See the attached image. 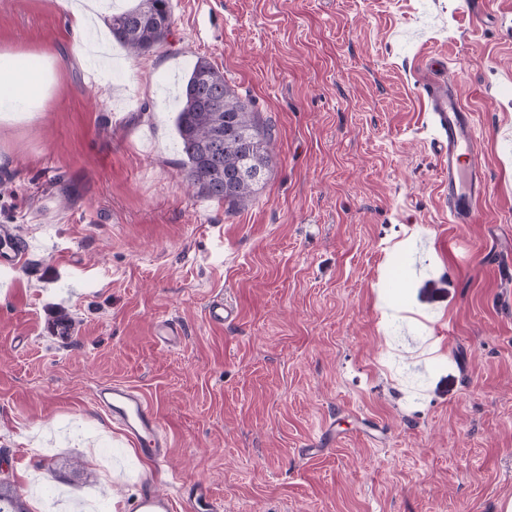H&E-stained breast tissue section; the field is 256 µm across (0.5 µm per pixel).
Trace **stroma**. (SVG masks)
<instances>
[{"label":"stroma","mask_w":512,"mask_h":512,"mask_svg":"<svg viewBox=\"0 0 512 512\" xmlns=\"http://www.w3.org/2000/svg\"><path fill=\"white\" fill-rule=\"evenodd\" d=\"M463 2L172 0L166 44L113 45L102 83L76 49L98 29L0 0V56L49 75L41 117L0 121V227L30 246L0 268V480L30 512H133L198 482L219 512H506L512 0ZM201 56L272 128L244 206L180 170L174 85ZM435 56L483 145L469 224L432 142ZM115 381L156 406L166 463L95 406ZM208 322L214 326H224V322L232 321L236 317L234 307L224 303V299L216 297L207 308ZM135 510L137 512H171L173 504L168 497L153 490H147L141 494L135 505Z\"/></svg>","instance_id":"1"}]
</instances>
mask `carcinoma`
Wrapping results in <instances>:
<instances>
[{
	"label": "carcinoma",
	"mask_w": 512,
	"mask_h": 512,
	"mask_svg": "<svg viewBox=\"0 0 512 512\" xmlns=\"http://www.w3.org/2000/svg\"><path fill=\"white\" fill-rule=\"evenodd\" d=\"M171 0H138L112 14V36L131 54L140 55L166 43L171 33ZM175 128L185 179L197 194L218 204H246L273 164L272 135L260 123L251 101L241 98L224 73L200 57L181 92ZM0 512H29L22 497L0 490Z\"/></svg>",
	"instance_id": "obj_1"
}]
</instances>
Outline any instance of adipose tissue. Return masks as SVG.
I'll list each match as a JSON object with an SVG mask.
<instances>
[{
    "mask_svg": "<svg viewBox=\"0 0 512 512\" xmlns=\"http://www.w3.org/2000/svg\"><path fill=\"white\" fill-rule=\"evenodd\" d=\"M46 79L9 58L0 59V113H37L41 110Z\"/></svg>",
    "mask_w": 512,
    "mask_h": 512,
    "instance_id": "1",
    "label": "adipose tissue"
}]
</instances>
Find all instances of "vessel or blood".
<instances>
[{
    "mask_svg": "<svg viewBox=\"0 0 512 512\" xmlns=\"http://www.w3.org/2000/svg\"><path fill=\"white\" fill-rule=\"evenodd\" d=\"M445 64L435 60L427 68L423 90L432 103V124L437 130L435 145L448 168V210L455 223L473 220L480 201L488 192L483 172V147L475 133L474 115L461 96L447 86ZM27 249L9 235H0V266L15 269L26 259ZM98 407L107 412L141 455L155 462L167 460L171 444L161 418L149 398L138 389L112 383L100 386L93 395ZM137 512H172L171 500L148 490L141 494Z\"/></svg>",
    "mask_w": 512,
    "mask_h": 512,
    "instance_id": "b4317fda",
    "label": "vessel or blood"
}]
</instances>
